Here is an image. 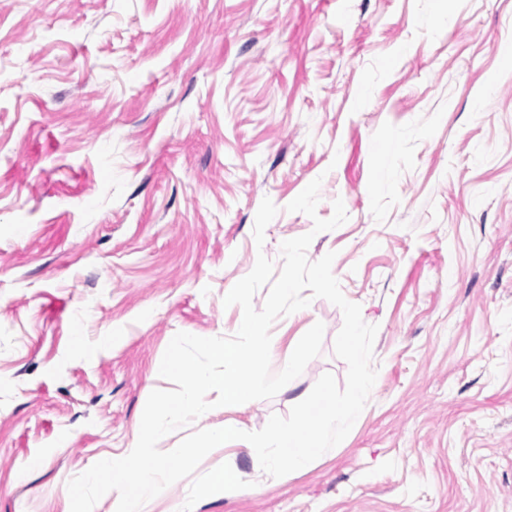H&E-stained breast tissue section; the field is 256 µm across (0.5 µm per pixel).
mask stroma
<instances>
[{
  "label": "stroma",
  "mask_w": 512,
  "mask_h": 512,
  "mask_svg": "<svg viewBox=\"0 0 512 512\" xmlns=\"http://www.w3.org/2000/svg\"><path fill=\"white\" fill-rule=\"evenodd\" d=\"M317 178L348 220L307 258L378 327L365 408L308 470L241 441L145 512H512V0H0V512H70L126 455L171 339L236 334L226 294L312 233L287 206ZM318 322L287 388L208 393L159 449L345 383L325 299L273 322V356Z\"/></svg>",
  "instance_id": "stroma-1"
}]
</instances>
